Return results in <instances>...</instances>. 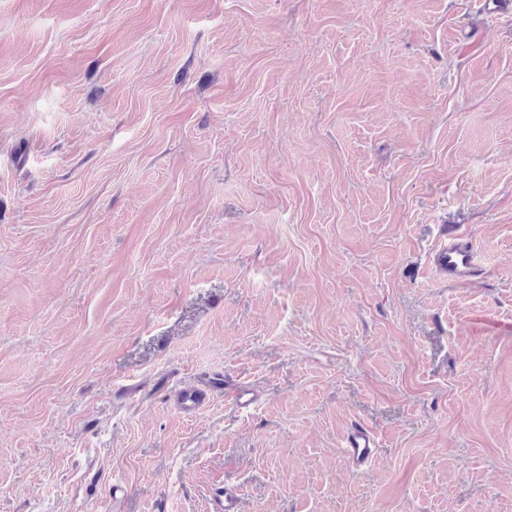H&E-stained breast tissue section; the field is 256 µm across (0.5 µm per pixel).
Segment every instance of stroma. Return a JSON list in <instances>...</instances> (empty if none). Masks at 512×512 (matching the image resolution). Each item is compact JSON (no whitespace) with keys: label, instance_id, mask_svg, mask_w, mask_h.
<instances>
[{"label":"stroma","instance_id":"obj_1","mask_svg":"<svg viewBox=\"0 0 512 512\" xmlns=\"http://www.w3.org/2000/svg\"><path fill=\"white\" fill-rule=\"evenodd\" d=\"M496 2L0 0V512H512ZM435 263L455 284L470 283L487 274L473 239L454 231L448 230V244L436 253ZM379 441L374 432L359 422H353L343 438V450L351 467L362 470L376 457Z\"/></svg>","mask_w":512,"mask_h":512}]
</instances>
